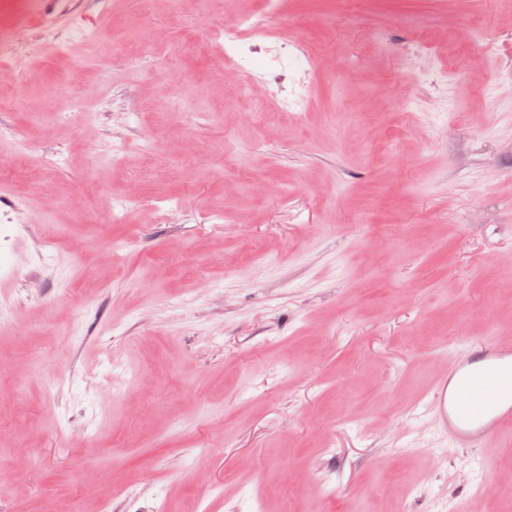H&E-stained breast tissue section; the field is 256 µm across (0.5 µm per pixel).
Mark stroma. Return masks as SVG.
<instances>
[{
  "label": "stroma",
  "instance_id": "1",
  "mask_svg": "<svg viewBox=\"0 0 512 512\" xmlns=\"http://www.w3.org/2000/svg\"><path fill=\"white\" fill-rule=\"evenodd\" d=\"M234 18L78 0L40 58L0 57L27 76L0 79V299L27 325L0 331V512H512V433L458 448L425 409L449 355L512 343V13L284 0L300 52L228 60Z\"/></svg>",
  "mask_w": 512,
  "mask_h": 512
}]
</instances>
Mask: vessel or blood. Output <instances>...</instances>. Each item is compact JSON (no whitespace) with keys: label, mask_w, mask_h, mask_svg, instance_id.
Masks as SVG:
<instances>
[{"label":"vessel or blood","mask_w":512,"mask_h":512,"mask_svg":"<svg viewBox=\"0 0 512 512\" xmlns=\"http://www.w3.org/2000/svg\"><path fill=\"white\" fill-rule=\"evenodd\" d=\"M431 405L452 444L479 448L512 429V349L472 344L466 356L448 362V376Z\"/></svg>","instance_id":"1"}]
</instances>
